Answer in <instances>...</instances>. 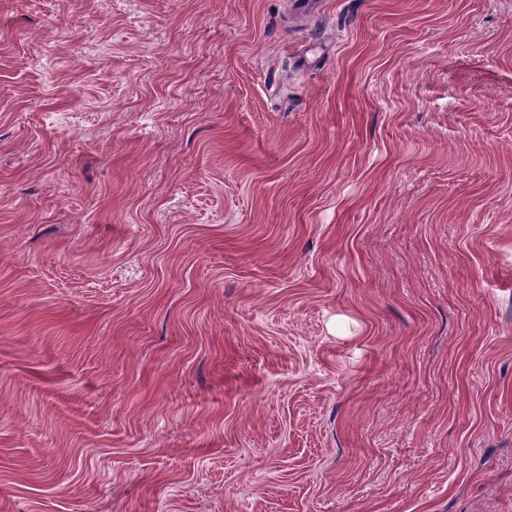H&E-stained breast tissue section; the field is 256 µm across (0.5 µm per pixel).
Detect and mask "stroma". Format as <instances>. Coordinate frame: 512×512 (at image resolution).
Wrapping results in <instances>:
<instances>
[{
  "mask_svg": "<svg viewBox=\"0 0 512 512\" xmlns=\"http://www.w3.org/2000/svg\"><path fill=\"white\" fill-rule=\"evenodd\" d=\"M0 512H512V0H0Z\"/></svg>",
  "mask_w": 512,
  "mask_h": 512,
  "instance_id": "35a3bbf8",
  "label": "stroma"
}]
</instances>
